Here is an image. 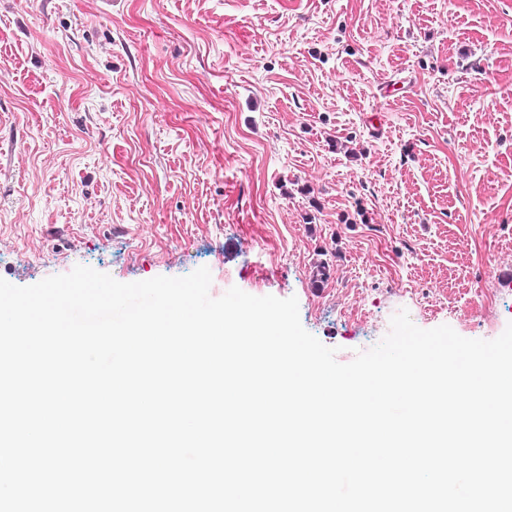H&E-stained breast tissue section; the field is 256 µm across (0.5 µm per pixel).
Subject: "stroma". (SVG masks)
Instances as JSON below:
<instances>
[{"instance_id":"stroma-1","label":"stroma","mask_w":512,"mask_h":512,"mask_svg":"<svg viewBox=\"0 0 512 512\" xmlns=\"http://www.w3.org/2000/svg\"><path fill=\"white\" fill-rule=\"evenodd\" d=\"M199 267L347 363L512 322V0H0V278Z\"/></svg>"}]
</instances>
